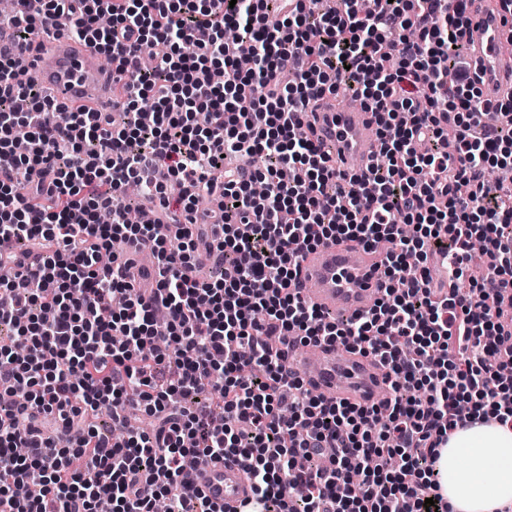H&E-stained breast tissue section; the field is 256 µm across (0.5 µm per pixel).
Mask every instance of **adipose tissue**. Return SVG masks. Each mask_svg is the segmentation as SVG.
<instances>
[{"mask_svg": "<svg viewBox=\"0 0 512 512\" xmlns=\"http://www.w3.org/2000/svg\"><path fill=\"white\" fill-rule=\"evenodd\" d=\"M451 512H512V426L476 420L456 427L434 464Z\"/></svg>", "mask_w": 512, "mask_h": 512, "instance_id": "obj_1", "label": "adipose tissue"}]
</instances>
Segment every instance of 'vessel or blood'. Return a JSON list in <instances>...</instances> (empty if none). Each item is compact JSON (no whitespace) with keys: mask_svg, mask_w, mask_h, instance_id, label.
Masks as SVG:
<instances>
[{"mask_svg":"<svg viewBox=\"0 0 512 512\" xmlns=\"http://www.w3.org/2000/svg\"><path fill=\"white\" fill-rule=\"evenodd\" d=\"M512 36V27L503 22L502 12L473 13L466 30L472 58L480 65L487 99L512 93V57L503 52V43ZM43 48L31 52L34 73L49 87L57 100L69 106L105 111L112 95V72L102 66L95 50L49 31L36 35ZM30 72V73H33ZM30 73L21 72L20 81ZM305 123L323 151L330 153L345 175L361 173L372 162L371 143L377 142L376 126L362 108L339 106L323 97ZM384 256L370 254L352 243L318 248L302 262L299 281L304 298L325 311L346 319L371 308L384 285ZM314 355L318 367L307 376V387L333 400L359 405L381 402L387 394L385 370L371 357L356 350H336L321 344L300 350V357ZM185 484L208 499L223 505L224 512H237L250 497V484L242 464L214 457L185 472Z\"/></svg>","mask_w":512,"mask_h":512,"instance_id":"b4317fda","label":"vessel or blood"}]
</instances>
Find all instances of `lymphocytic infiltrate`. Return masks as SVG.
I'll return each instance as SVG.
<instances>
[{"instance_id": "obj_1", "label": "lymphocytic infiltrate", "mask_w": 512, "mask_h": 512, "mask_svg": "<svg viewBox=\"0 0 512 512\" xmlns=\"http://www.w3.org/2000/svg\"><path fill=\"white\" fill-rule=\"evenodd\" d=\"M312 2L15 0L0 48V395L27 397L0 405V512H221L181 481L187 460L216 456L245 469L239 512H426L429 498L449 512L440 445L481 404L512 423V359H488L512 339V203L484 179L512 172V95L485 99L461 55L474 0ZM49 28L109 58L114 112L60 124L19 82L14 45ZM343 85L380 136L378 163L350 177L302 121ZM254 154L271 165L224 167ZM131 184L150 223L125 219ZM116 240L124 252L100 264ZM342 242L389 248L382 297L339 321L298 276ZM438 243L444 288L430 285ZM211 255L223 271L206 279ZM322 342L376 358L388 397L313 394L289 352ZM171 367L174 384L154 382ZM103 409L109 434L91 423ZM135 412L151 430H127Z\"/></svg>"}]
</instances>
